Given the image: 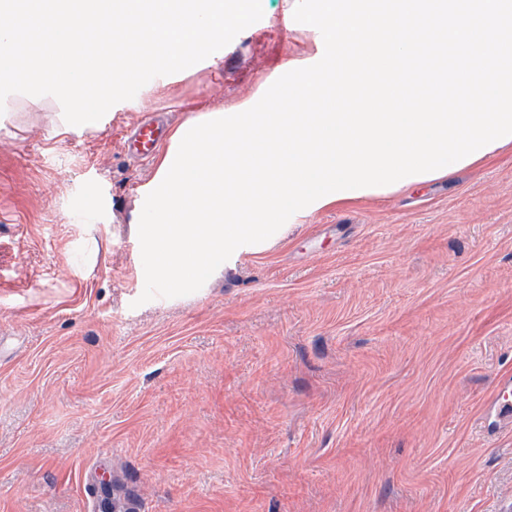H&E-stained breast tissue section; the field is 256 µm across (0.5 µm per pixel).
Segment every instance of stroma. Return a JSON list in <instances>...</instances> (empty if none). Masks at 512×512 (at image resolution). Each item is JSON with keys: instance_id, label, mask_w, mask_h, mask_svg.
I'll use <instances>...</instances> for the list:
<instances>
[{"instance_id": "35a3bbf8", "label": "stroma", "mask_w": 512, "mask_h": 512, "mask_svg": "<svg viewBox=\"0 0 512 512\" xmlns=\"http://www.w3.org/2000/svg\"><path fill=\"white\" fill-rule=\"evenodd\" d=\"M51 136L0 128V512H512V151L323 210L140 303L139 121L263 95L315 49L294 0Z\"/></svg>"}]
</instances>
